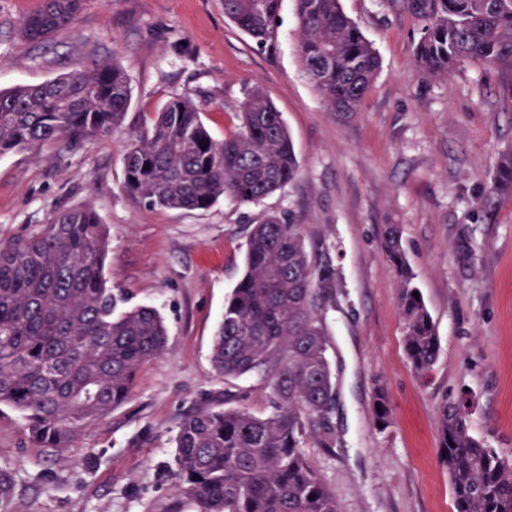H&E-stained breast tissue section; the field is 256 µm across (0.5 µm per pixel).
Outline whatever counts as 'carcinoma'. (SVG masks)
<instances>
[{"instance_id": "obj_1", "label": "carcinoma", "mask_w": 512, "mask_h": 512, "mask_svg": "<svg viewBox=\"0 0 512 512\" xmlns=\"http://www.w3.org/2000/svg\"><path fill=\"white\" fill-rule=\"evenodd\" d=\"M85 0H44L20 35L41 43L73 27ZM421 23L415 63L427 78L459 64L512 73V0H389ZM283 0H224V16L261 47L278 39ZM298 52L327 108L358 111L380 58L341 0H294ZM129 78L108 60L40 84L0 91V155L62 141L71 150L124 126ZM239 131L215 139L199 108L172 96L129 143L123 189L138 203L205 210L221 198L256 202L296 179L288 130L258 87L241 106ZM492 193L512 198V150L501 154ZM382 245L402 281L404 349L424 375L440 340L402 248L400 225H384ZM108 236L91 204L56 210L41 229L0 244V407L22 420L37 447L61 449L126 402L141 367L165 346L153 306L124 307L103 276ZM336 271L306 245L304 225L271 215L251 227L245 272L217 325L212 363L226 379L269 380L271 412L220 407L182 419L174 436L176 491L196 512H340L308 464L313 440L336 446L330 423L336 382L328 357L327 314L336 308ZM468 393L441 410L440 448L455 512H512V462L471 430ZM374 422L391 410L377 387Z\"/></svg>"}]
</instances>
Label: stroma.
I'll return each mask as SVG.
<instances>
[{"instance_id":"1","label":"stroma","mask_w":512,"mask_h":512,"mask_svg":"<svg viewBox=\"0 0 512 512\" xmlns=\"http://www.w3.org/2000/svg\"><path fill=\"white\" fill-rule=\"evenodd\" d=\"M42 0H0V89L39 84L96 59L114 60L133 91L125 127L70 151L58 143L0 156V241L28 237L53 210L92 203L110 249L104 274L129 305L162 314V354L138 372L131 397L84 429L62 455L36 447L0 411V470L14 486L0 512H193L174 486L181 418L219 401L270 411L258 378L224 379L211 348L244 270L249 231L267 215L303 225L339 277L328 314L336 375V445L304 453L341 512H454L440 448L444 404L469 390L471 429L512 459V200L491 179L512 148V81L463 64L448 78L419 73L414 14L385 0H342L381 58L358 112L328 111L298 55L293 0L275 45L259 47L224 16V0H85L72 30L34 44L19 33ZM282 115L297 179L254 204L162 210L122 190L132 136L173 95L193 99L215 138L237 132L247 91ZM397 224L415 284L441 341L426 375L404 351L401 279L382 246ZM385 386L392 424L379 431L373 396Z\"/></svg>"}]
</instances>
